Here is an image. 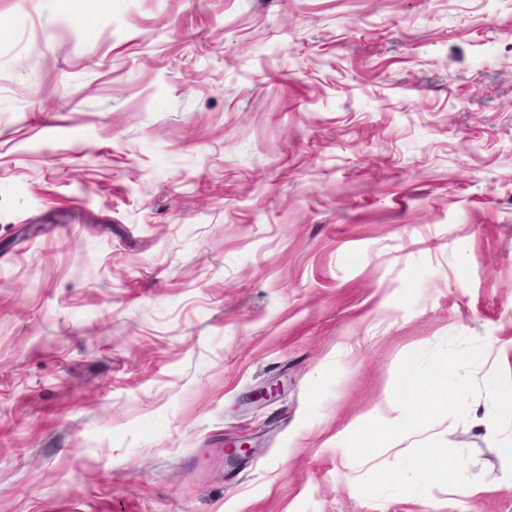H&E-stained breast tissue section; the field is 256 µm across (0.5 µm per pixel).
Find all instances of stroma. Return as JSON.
<instances>
[{
	"label": "stroma",
	"mask_w": 512,
	"mask_h": 512,
	"mask_svg": "<svg viewBox=\"0 0 512 512\" xmlns=\"http://www.w3.org/2000/svg\"><path fill=\"white\" fill-rule=\"evenodd\" d=\"M0 512H512V0H0ZM460 377L458 374L448 376V369L441 370L430 382L428 394L419 403V408H425L435 400L448 401V404L454 403L460 397ZM428 467L436 480L458 482L460 473V464L448 459H441L435 455L429 456Z\"/></svg>",
	"instance_id": "35a3bbf8"
}]
</instances>
